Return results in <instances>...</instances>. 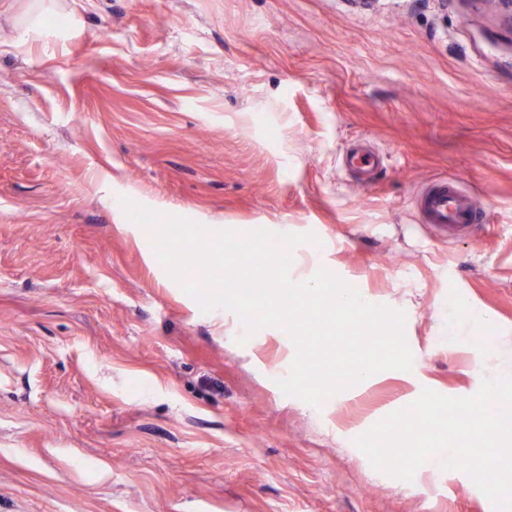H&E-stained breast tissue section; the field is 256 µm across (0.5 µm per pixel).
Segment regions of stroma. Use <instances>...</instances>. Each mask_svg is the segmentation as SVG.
I'll use <instances>...</instances> for the list:
<instances>
[{
    "label": "stroma",
    "instance_id": "35a3bbf8",
    "mask_svg": "<svg viewBox=\"0 0 512 512\" xmlns=\"http://www.w3.org/2000/svg\"><path fill=\"white\" fill-rule=\"evenodd\" d=\"M29 2L0 12V512H494L440 457L404 481L355 441L512 373L472 321L512 337V0H43L75 13L47 41ZM440 177L476 208L448 244L413 208ZM125 198L315 234L305 274L403 311L411 370L283 393L289 336L238 344Z\"/></svg>",
    "mask_w": 512,
    "mask_h": 512
}]
</instances>
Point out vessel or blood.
Masks as SVG:
<instances>
[{"mask_svg":"<svg viewBox=\"0 0 512 512\" xmlns=\"http://www.w3.org/2000/svg\"><path fill=\"white\" fill-rule=\"evenodd\" d=\"M415 208L419 223L451 240L467 234L474 223L467 191L451 180L440 179L426 187L417 196Z\"/></svg>","mask_w":512,"mask_h":512,"instance_id":"b4317fda","label":"vessel or blood"}]
</instances>
